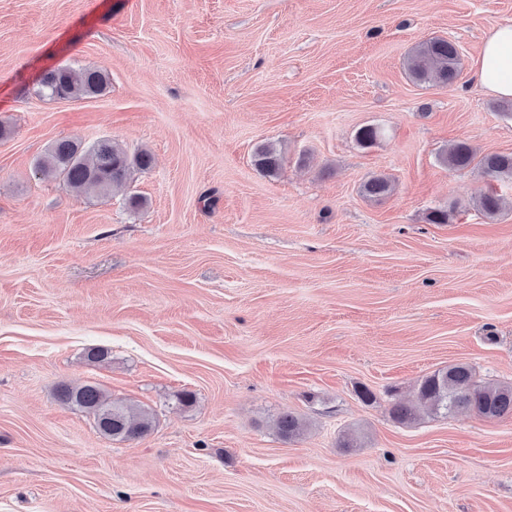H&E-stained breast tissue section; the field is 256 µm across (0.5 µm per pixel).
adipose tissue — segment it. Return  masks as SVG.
Wrapping results in <instances>:
<instances>
[{"instance_id":"obj_1","label":"adipose tissue","mask_w":512,"mask_h":512,"mask_svg":"<svg viewBox=\"0 0 512 512\" xmlns=\"http://www.w3.org/2000/svg\"><path fill=\"white\" fill-rule=\"evenodd\" d=\"M476 83L486 93L512 98V24L495 26L487 34L476 63Z\"/></svg>"}]
</instances>
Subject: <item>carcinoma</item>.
I'll return each mask as SVG.
<instances>
[{
  "label": "carcinoma",
  "mask_w": 512,
  "mask_h": 512,
  "mask_svg": "<svg viewBox=\"0 0 512 512\" xmlns=\"http://www.w3.org/2000/svg\"><path fill=\"white\" fill-rule=\"evenodd\" d=\"M460 55L456 45L446 39L432 38L420 44L408 57L407 70L417 83L450 85L458 76ZM107 85L106 74L95 67L78 71L61 67L47 72L41 79V94L53 100L91 98L103 93ZM382 130L373 125L360 128L356 139L363 147L377 143ZM284 158L269 145L257 148L255 165L263 172L274 175L282 167ZM452 170L475 166L489 177L512 181V153L486 154L477 157L476 151L465 141L448 148L441 158ZM151 155L142 151L133 156L118 143L101 139L89 146L68 139L56 142L37 165L44 176H59L78 193L106 194L121 187L131 168L146 169ZM365 196L381 199L391 192V181L376 175L362 185ZM476 205L485 216L493 218L503 209V198L492 188L481 192ZM60 399L80 410L112 411V430L103 434L115 440L134 441L152 429V415L132 405L115 403L97 387L65 386L59 391ZM466 409L485 419L512 416V384L492 385L475 380L471 367L464 363L450 365L424 377L414 395V402H396L391 408L392 418L409 424L424 415H448ZM306 422L291 413H282L277 420V432L286 441L300 437Z\"/></svg>",
  "instance_id": "obj_1"
}]
</instances>
